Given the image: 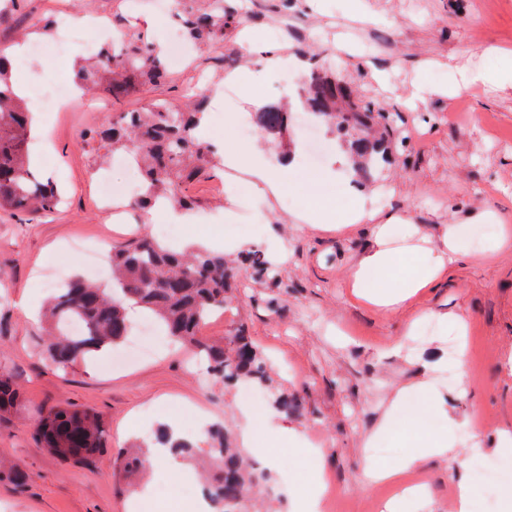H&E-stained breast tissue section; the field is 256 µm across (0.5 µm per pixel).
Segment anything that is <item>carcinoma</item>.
Segmentation results:
<instances>
[{
  "label": "carcinoma",
  "mask_w": 512,
  "mask_h": 512,
  "mask_svg": "<svg viewBox=\"0 0 512 512\" xmlns=\"http://www.w3.org/2000/svg\"><path fill=\"white\" fill-rule=\"evenodd\" d=\"M179 23L188 42L199 48L222 52L224 29L234 17L224 12V0H185ZM167 77L161 53L142 39L121 44L117 51L88 59L77 72L78 80L101 89L114 104H122L141 87ZM300 99L312 114L349 133V147L355 154L358 176L369 178L385 160L389 148L403 143L397 130L387 122L384 111H374L363 99L352 95L336 75L323 69L311 71ZM202 113L188 100L160 102L138 111L118 113L108 128L91 129L85 137L103 148L128 153L141 170L142 192L138 209L156 200L189 206L193 199L187 186L221 163L213 144L196 136ZM257 125L277 146L288 145V112L270 104L255 113ZM32 137L30 112L16 93L7 66V51H0V208L12 210L26 224L54 213L59 194L43 180L29 162ZM262 280L278 288L276 268L252 251L235 266L224 254L198 249L189 254L171 252L151 237H140L112 251V283L107 287L83 279L72 280L56 292L45 312L47 334L44 355L62 369L75 366L93 354L122 343L131 325L132 304L154 315L182 344L192 348L206 372L229 387L250 382L273 390L272 405L282 414H296L303 398L272 385L264 355L240 329L222 342L201 335L206 318L217 309L230 307L240 293V279ZM81 319L86 330L80 335L66 331L69 322ZM20 402L19 388L12 375L0 370V415L14 410ZM39 445L66 462H94L106 447L101 416L89 409L70 406L49 407L40 412L33 433ZM160 445L178 455H190L194 445L187 438H175L168 428H159L148 447ZM203 495L212 512H259L265 501L264 487L270 472L248 463L236 440L224 426L209 432L204 454ZM119 471L131 476L141 459L121 452L112 457ZM15 487L28 480L23 470L0 461V481Z\"/></svg>",
  "instance_id": "1"
}]
</instances>
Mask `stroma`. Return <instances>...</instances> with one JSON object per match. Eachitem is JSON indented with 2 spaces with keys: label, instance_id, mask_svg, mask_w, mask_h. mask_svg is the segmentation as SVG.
Masks as SVG:
<instances>
[{
  "label": "stroma",
  "instance_id": "obj_1",
  "mask_svg": "<svg viewBox=\"0 0 512 512\" xmlns=\"http://www.w3.org/2000/svg\"><path fill=\"white\" fill-rule=\"evenodd\" d=\"M235 21L224 30L227 60L193 55L171 63L169 77L131 96L126 110L157 100L185 96L195 73L209 76L200 92L204 117L215 137L238 148L242 166L223 168L209 181L195 183L194 224L182 227L180 247L205 237L209 248L244 240L260 241L276 258L282 287L254 284L242 291L231 314L212 315L203 336L221 339L245 327L270 360L289 392L304 396L301 412L284 418L267 403L245 401L243 385L203 389L188 350L169 336L143 338L142 357L126 368L113 365L114 349L67 371L42 355L43 331L37 314L18 305L21 294L47 300L50 285L40 283L45 267L66 275L91 276L84 250L101 247L108 264L113 246L154 236L152 213L134 211L130 224L109 223L96 193L103 172L87 130L109 125V112L72 109L54 113L39 138L47 158L36 159L53 179L63 202L53 217L18 223L0 209V369L12 374L21 403L0 416V458L29 472L21 489L0 482V512H138L133 491L112 467L113 453L149 442L160 423L181 412L202 411L213 423L241 427L246 413L265 418L264 440L256 462L273 455L276 510L294 512L290 490L309 487L322 476L329 512H388V486L364 483L362 469L383 465L421 447L428 434L384 427L394 394L412 390L423 406L421 380H430L448 412L451 455L428 461L414 474L427 494L409 498L401 512H454L459 484H468L476 508L484 506L480 466L507 459L498 448L501 430H512V245L494 248L492 226H512V87L485 81V74L512 65V0H227ZM89 11L95 20L130 23L133 33L166 45L172 20L143 12L133 19L129 0H23L0 16V43L16 45L43 38L30 20ZM282 45L290 83L278 74L248 89H237L225 103L224 74L262 68L260 48ZM87 51L70 45L60 59H30L14 69L15 80L33 84L53 77L71 80ZM322 65L347 81L372 107L392 111L405 139L391 149L370 179L358 180L338 153L345 137L321 125L330 151L314 159L301 130L290 134L299 148L297 163L280 197L255 189L244 164L262 148L270 165L281 164V150L260 128L241 138L242 125L260 107L288 101ZM431 97L418 101V88ZM321 176L312 189V176ZM235 203H228L227 195ZM314 196L340 213L364 202L379 217L393 216L388 244H410L437 252L442 233L454 227L468 251L466 259L422 288L406 304L379 307L352 288L359 259L375 250L372 224L318 227L298 217L292 199ZM462 340L466 356L448 355L450 341ZM68 405L91 408L104 419L106 446L90 466L65 464L34 441L41 409ZM481 417L480 450H473L468 423ZM305 435L321 451V470L292 462L285 432Z\"/></svg>",
  "mask_w": 512,
  "mask_h": 512
}]
</instances>
